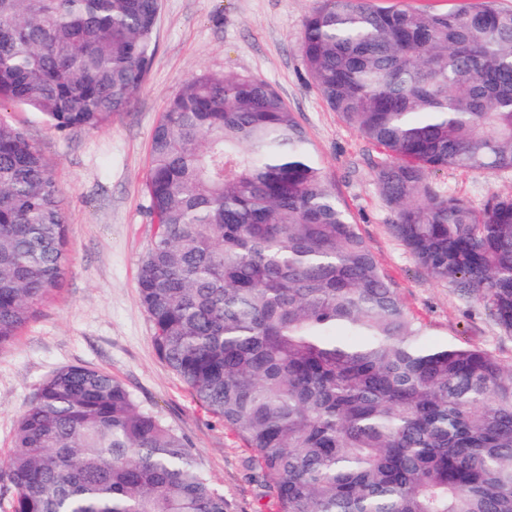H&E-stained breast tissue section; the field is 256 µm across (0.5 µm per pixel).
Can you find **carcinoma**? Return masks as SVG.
<instances>
[{"mask_svg":"<svg viewBox=\"0 0 512 512\" xmlns=\"http://www.w3.org/2000/svg\"><path fill=\"white\" fill-rule=\"evenodd\" d=\"M160 0H0V107L98 130L145 84ZM301 52L328 107L383 150L375 187L433 280L512 335V11L319 0ZM139 299L160 359L254 453L279 512H512V363L432 345L265 80L203 71L154 128ZM60 190L0 121V350L70 261ZM12 512H227L185 439L107 371L69 365L19 415ZM434 180L448 193L468 200L476 209L483 207L494 193H507L512 189V172L487 174L468 170H448L438 173Z\"/></svg>","mask_w":512,"mask_h":512,"instance_id":"carcinoma-1","label":"carcinoma"}]
</instances>
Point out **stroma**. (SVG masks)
Segmentation results:
<instances>
[{
	"label": "stroma",
	"instance_id": "35a3bbf8",
	"mask_svg": "<svg viewBox=\"0 0 512 512\" xmlns=\"http://www.w3.org/2000/svg\"><path fill=\"white\" fill-rule=\"evenodd\" d=\"M318 0H162L156 52L131 106L96 131H55L41 113L11 104L0 120L40 150L61 191L70 263L64 280L13 345L0 351V473L17 418L37 384L73 364L107 370L145 409L192 448L223 493L228 512H277L276 499L250 448L166 367L138 297L141 261L155 235L146 181L152 132L168 102L200 71L259 77L284 98L304 127L329 185L372 247L383 271L433 344L486 348L512 360V337L481 306L457 299L430 279L390 230L391 211L373 178L382 150L329 109L300 52L304 17ZM450 194L482 208L512 191V172L438 173Z\"/></svg>",
	"mask_w": 512,
	"mask_h": 512
}]
</instances>
